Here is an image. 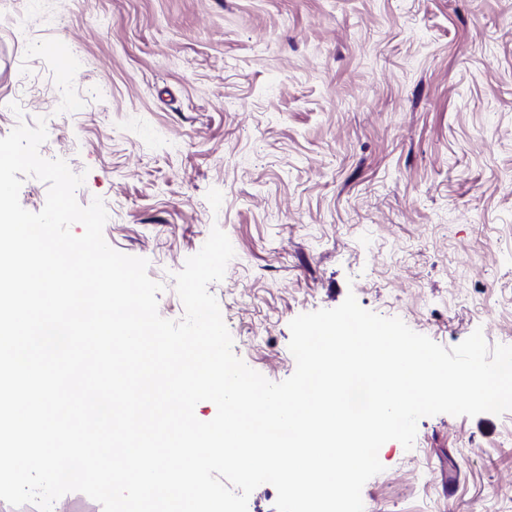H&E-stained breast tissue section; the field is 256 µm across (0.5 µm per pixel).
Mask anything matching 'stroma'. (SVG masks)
<instances>
[{"mask_svg":"<svg viewBox=\"0 0 512 512\" xmlns=\"http://www.w3.org/2000/svg\"><path fill=\"white\" fill-rule=\"evenodd\" d=\"M41 117L163 318L226 233L208 290L271 382L290 321L350 293L446 348L512 345V0H0V138ZM379 460L377 512H512V410L421 418Z\"/></svg>","mask_w":512,"mask_h":512,"instance_id":"35a3bbf8","label":"stroma"}]
</instances>
